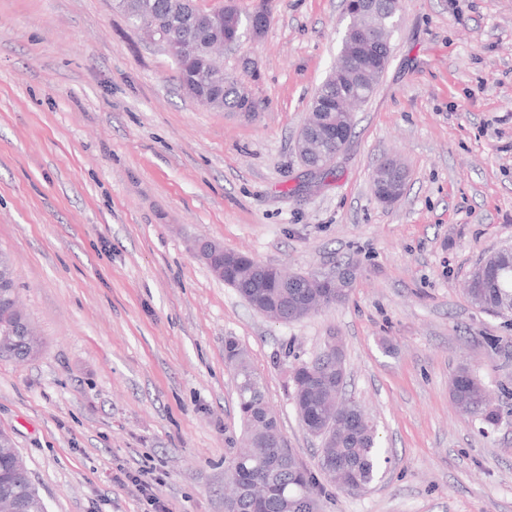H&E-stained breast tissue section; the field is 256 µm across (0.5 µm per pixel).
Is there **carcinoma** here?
<instances>
[{"label": "carcinoma", "mask_w": 512, "mask_h": 512, "mask_svg": "<svg viewBox=\"0 0 512 512\" xmlns=\"http://www.w3.org/2000/svg\"><path fill=\"white\" fill-rule=\"evenodd\" d=\"M192 0H129L122 12L131 23L162 15L169 21L172 34L183 31V15ZM330 87L323 95L312 98L310 107L325 108L339 116L337 92ZM222 111L246 109L258 111L255 100L239 94L235 82L224 78V94L214 101ZM213 276L231 286L257 312L276 320L299 321L309 315L302 308L306 295H315L320 306L341 301L331 281L317 275L289 284L291 274L263 263L245 253H234L233 259L211 268ZM8 288L10 300L0 296V311L10 308L5 324H0V356L17 358L24 348L38 351L35 333L19 336L18 324L27 316L18 307V295L12 261L0 253V282ZM466 294L469 301L497 314H512V251L501 249L483 258L468 277ZM224 357L237 380L238 409L244 447L255 449L249 457L236 455L229 459L225 475L232 512H319L321 487L312 472L296 455H286L280 448L283 435L276 412L265 397L260 376L252 369L245 350L228 338ZM293 404L306 432L320 439L318 469L328 473L336 487L348 494L367 490L377 479L383 453L377 442V425L359 403L345 397L346 372L341 343L336 353L312 362H300L291 370ZM450 394L455 406L466 414L495 425L499 414L491 407L488 395L476 377L465 366H459L451 378ZM18 450L11 436L0 431V498L18 496L23 512H47L29 472L16 466ZM274 475L275 482L266 495L254 497L249 489Z\"/></svg>", "instance_id": "1"}]
</instances>
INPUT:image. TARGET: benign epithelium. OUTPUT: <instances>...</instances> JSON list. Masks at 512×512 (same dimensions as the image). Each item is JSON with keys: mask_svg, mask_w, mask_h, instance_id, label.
<instances>
[{"mask_svg": "<svg viewBox=\"0 0 512 512\" xmlns=\"http://www.w3.org/2000/svg\"><path fill=\"white\" fill-rule=\"evenodd\" d=\"M344 17L347 25L341 47L342 61L330 70L324 83L341 80L355 87L374 85L383 75L390 55V38L387 36L388 18L382 12L380 0H344ZM241 18L232 7L203 12L196 9L184 18V31L175 37L168 33L164 21H149L142 25V32L153 42L160 44L169 55L193 61L200 56L199 38H209L210 49L227 48L238 41L237 33ZM269 23V15L259 10L248 18L247 32L254 38L262 36ZM214 76L204 72L192 84L183 87L190 96L209 97ZM354 122L353 113L344 108L340 116L337 140L331 141L333 149H328L329 139L326 130L330 122L316 116L311 124L302 127L296 139V152L302 163L316 173L330 170L336 157L344 150L349 137L346 125ZM376 186L375 197L384 204L397 201L405 190L406 173L401 164L392 157L382 158L372 172Z\"/></svg>", "mask_w": 512, "mask_h": 512, "instance_id": "obj_1", "label": "benign epithelium"}]
</instances>
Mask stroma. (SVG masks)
<instances>
[{"label": "stroma", "mask_w": 512, "mask_h": 512, "mask_svg": "<svg viewBox=\"0 0 512 512\" xmlns=\"http://www.w3.org/2000/svg\"><path fill=\"white\" fill-rule=\"evenodd\" d=\"M266 8L224 71L259 106L211 109L115 0H0V252L42 345L0 357V431L48 512H224L241 446L234 337L300 461L319 442L292 367L342 339L346 395L387 461L365 492L325 484L321 512H512V317L464 283L512 244V0H400L391 55L329 175L295 152L334 65L343 0H197ZM399 160L395 203L371 186ZM292 272H348L342 302L282 324L194 254L196 241ZM467 365L500 411L461 414ZM149 488H142V481ZM376 186L375 197L384 204L397 201L405 190L406 173L401 164L392 157L382 158L372 172Z\"/></svg>", "instance_id": "obj_1"}]
</instances>
